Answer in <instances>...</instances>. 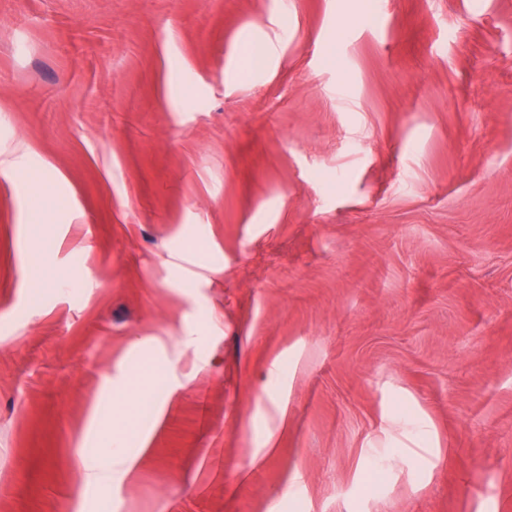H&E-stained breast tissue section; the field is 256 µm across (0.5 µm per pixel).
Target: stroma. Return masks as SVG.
Instances as JSON below:
<instances>
[{"label":"stroma","instance_id":"1","mask_svg":"<svg viewBox=\"0 0 512 512\" xmlns=\"http://www.w3.org/2000/svg\"><path fill=\"white\" fill-rule=\"evenodd\" d=\"M371 2L0 0V512H512V0ZM118 410L124 412L125 426L104 436L101 450L87 460L82 469V479L88 485L100 486L112 483L129 471L132 458L138 448H130L128 439L136 436L140 430L137 422L131 419L127 406L118 403Z\"/></svg>","mask_w":512,"mask_h":512}]
</instances>
